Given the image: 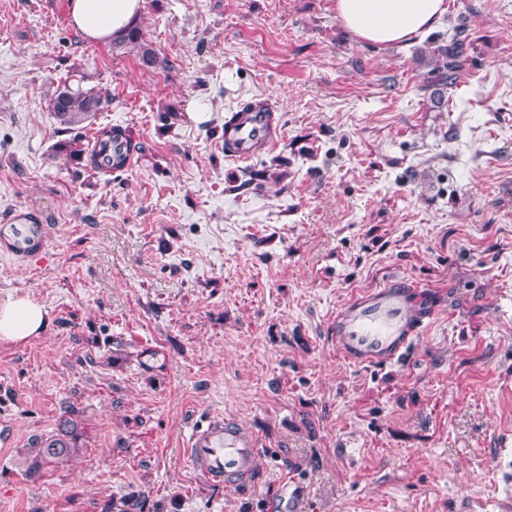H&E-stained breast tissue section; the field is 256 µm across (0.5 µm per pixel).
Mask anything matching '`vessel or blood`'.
<instances>
[{"label":"vessel or blood","instance_id":"b4317fda","mask_svg":"<svg viewBox=\"0 0 512 512\" xmlns=\"http://www.w3.org/2000/svg\"><path fill=\"white\" fill-rule=\"evenodd\" d=\"M280 134V121L268 104L257 103L234 113L224 124V154L248 161L269 151ZM46 244L43 225L27 235L8 239V253L25 258ZM428 318L417 290L388 284L360 293L346 303L330 324L337 351L362 366L381 367L408 355ZM190 465L203 469L216 484L247 480L254 472L257 440L234 421L215 417L194 428L184 448Z\"/></svg>","mask_w":512,"mask_h":512}]
</instances>
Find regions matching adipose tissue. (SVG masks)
<instances>
[{"mask_svg": "<svg viewBox=\"0 0 512 512\" xmlns=\"http://www.w3.org/2000/svg\"><path fill=\"white\" fill-rule=\"evenodd\" d=\"M143 0H69L74 29L83 38L111 41L139 19ZM446 0H336V15L357 39L383 47L410 41L434 27ZM44 324L38 304L21 298L0 306V339L22 341Z\"/></svg>", "mask_w": 512, "mask_h": 512, "instance_id": "adipose-tissue-1", "label": "adipose tissue"}]
</instances>
